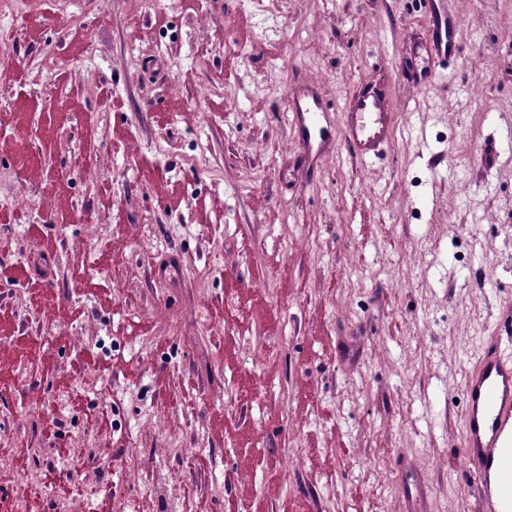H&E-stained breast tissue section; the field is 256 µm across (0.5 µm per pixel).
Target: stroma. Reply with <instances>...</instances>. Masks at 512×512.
Listing matches in <instances>:
<instances>
[{"label": "stroma", "mask_w": 512, "mask_h": 512, "mask_svg": "<svg viewBox=\"0 0 512 512\" xmlns=\"http://www.w3.org/2000/svg\"><path fill=\"white\" fill-rule=\"evenodd\" d=\"M450 8L465 51L425 90L401 78L420 0H12L0 211L15 186L43 205L0 224V512H484L462 376L512 312V0ZM361 82L393 100L382 160L303 154L289 94L339 121Z\"/></svg>", "instance_id": "35a3bbf8"}]
</instances>
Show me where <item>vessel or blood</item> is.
<instances>
[{
  "label": "vessel or blood",
  "mask_w": 512,
  "mask_h": 512,
  "mask_svg": "<svg viewBox=\"0 0 512 512\" xmlns=\"http://www.w3.org/2000/svg\"><path fill=\"white\" fill-rule=\"evenodd\" d=\"M458 18L444 0H428L421 66L407 81L422 87L435 77L434 66L458 58L463 47ZM327 108L313 92L288 102V120L306 151L343 146L361 161L379 158L392 134L393 114L386 90L364 87L343 107L342 124L327 121ZM465 410L460 476L479 483L486 512H512V316H504L495 335L475 348L463 378Z\"/></svg>",
  "instance_id": "vessel-or-blood-1"
}]
</instances>
